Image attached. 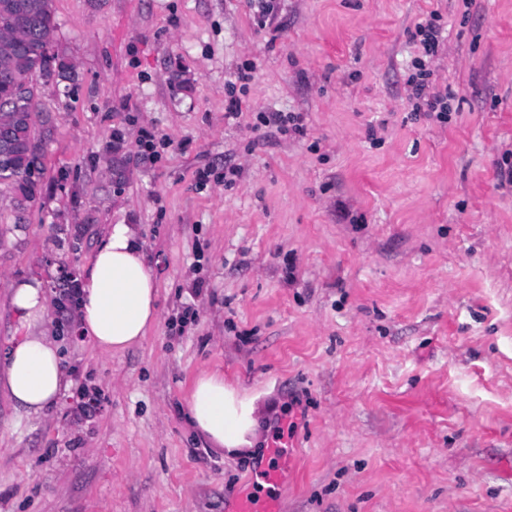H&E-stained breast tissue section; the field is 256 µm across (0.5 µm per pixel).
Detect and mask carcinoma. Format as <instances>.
Masks as SVG:
<instances>
[{
  "instance_id": "carcinoma-1",
  "label": "carcinoma",
  "mask_w": 512,
  "mask_h": 512,
  "mask_svg": "<svg viewBox=\"0 0 512 512\" xmlns=\"http://www.w3.org/2000/svg\"><path fill=\"white\" fill-rule=\"evenodd\" d=\"M57 31L53 0H0V105L7 99L11 102V110L0 114V120L7 121L12 143L7 173L0 174V182L10 188L14 209L19 212L27 210L40 193L24 178L31 165L28 146L50 138L52 121L37 104L48 66L39 63L16 39L54 47L52 66L62 79L70 81L73 65L59 44Z\"/></svg>"
}]
</instances>
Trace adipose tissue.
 I'll list each match as a JSON object with an SVG mask.
<instances>
[{"label": "adipose tissue", "instance_id": "ef3b65f1", "mask_svg": "<svg viewBox=\"0 0 512 512\" xmlns=\"http://www.w3.org/2000/svg\"><path fill=\"white\" fill-rule=\"evenodd\" d=\"M156 300L155 279L136 226L112 225L81 276L75 317L82 335L108 353L138 345L156 321ZM10 304L24 334L0 360V390L18 407L37 414L53 406L71 383L58 344L42 330L48 317L42 284L34 279L12 282ZM187 415L216 454L256 453L262 427L256 400L225 383L222 373L195 378Z\"/></svg>", "mask_w": 512, "mask_h": 512}]
</instances>
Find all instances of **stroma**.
<instances>
[{"label":"stroma","mask_w":512,"mask_h":512,"mask_svg":"<svg viewBox=\"0 0 512 512\" xmlns=\"http://www.w3.org/2000/svg\"><path fill=\"white\" fill-rule=\"evenodd\" d=\"M275 4L261 29L250 0H54L77 89L38 99L52 133L24 218L0 185V357L9 282L40 280L72 386L39 415L0 393V512H227L265 495L276 442L282 512H512V0ZM433 10L444 124L406 91ZM113 224L140 229L158 320L109 354L70 334L43 265L84 269ZM214 370L256 397L258 456L189 427ZM269 454L272 459L276 460V463L261 470L259 479L267 484L269 489L275 491L283 483L288 461L284 458V448L279 444L269 448Z\"/></svg>","instance_id":"35a3bbf8"}]
</instances>
